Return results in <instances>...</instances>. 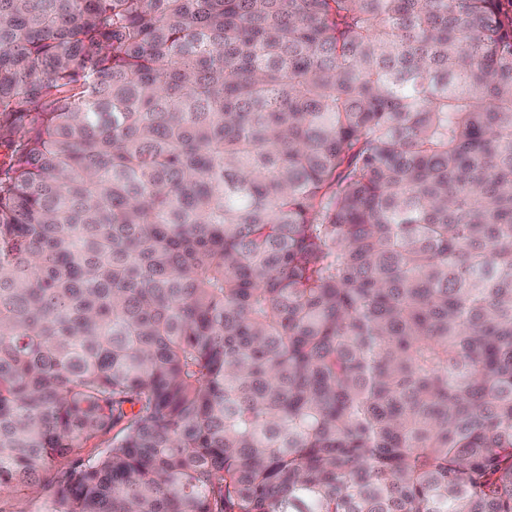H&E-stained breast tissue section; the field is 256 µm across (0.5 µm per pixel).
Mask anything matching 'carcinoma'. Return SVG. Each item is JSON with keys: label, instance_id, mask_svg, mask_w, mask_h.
<instances>
[{"label": "carcinoma", "instance_id": "1", "mask_svg": "<svg viewBox=\"0 0 512 512\" xmlns=\"http://www.w3.org/2000/svg\"><path fill=\"white\" fill-rule=\"evenodd\" d=\"M501 0H0V494L512 512Z\"/></svg>", "mask_w": 512, "mask_h": 512}]
</instances>
